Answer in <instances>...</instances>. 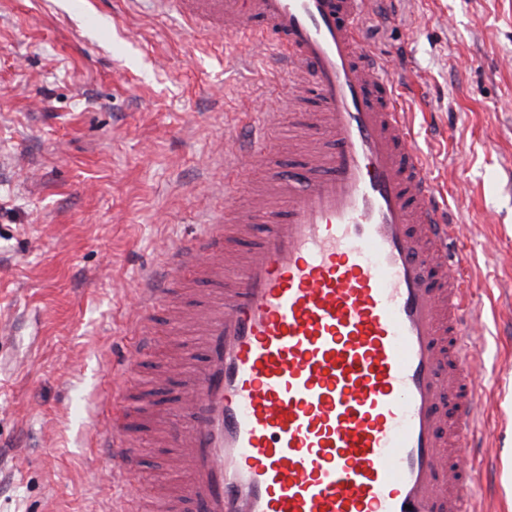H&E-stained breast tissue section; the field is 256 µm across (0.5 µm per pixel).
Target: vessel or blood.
Instances as JSON below:
<instances>
[{
    "instance_id": "b4317fda",
    "label": "vessel or blood",
    "mask_w": 512,
    "mask_h": 512,
    "mask_svg": "<svg viewBox=\"0 0 512 512\" xmlns=\"http://www.w3.org/2000/svg\"><path fill=\"white\" fill-rule=\"evenodd\" d=\"M207 31L251 32L292 71L278 97L309 87L331 135L303 183L272 175L286 201L215 295L196 334L205 352L168 437L188 474L172 512H478L459 460L485 406L472 370L478 317L459 226L438 200L398 108L391 68L365 48L372 0H155ZM279 115L252 121L224 167V189L260 156ZM224 227L171 249L137 288L152 315L179 283L220 267ZM115 399L94 436L120 471L135 450Z\"/></svg>"
}]
</instances>
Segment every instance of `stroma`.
Listing matches in <instances>:
<instances>
[{
	"instance_id": "35a3bbf8",
	"label": "stroma",
	"mask_w": 512,
	"mask_h": 512,
	"mask_svg": "<svg viewBox=\"0 0 512 512\" xmlns=\"http://www.w3.org/2000/svg\"><path fill=\"white\" fill-rule=\"evenodd\" d=\"M359 26L388 60L439 200L464 231L493 466L483 512H512V0H384ZM286 68L249 37L217 40L151 0H0V512H101L185 482L166 447L203 350L164 311L126 364L134 290L168 246L224 209V149L275 109ZM314 97L285 113L274 164L308 160ZM148 396L126 483L90 446L117 388Z\"/></svg>"
}]
</instances>
